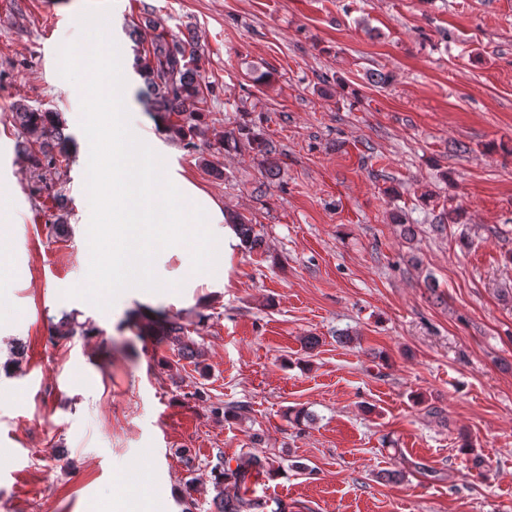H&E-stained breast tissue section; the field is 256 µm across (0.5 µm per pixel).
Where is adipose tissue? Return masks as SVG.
Returning a JSON list of instances; mask_svg holds the SVG:
<instances>
[{
    "label": "adipose tissue",
    "instance_id": "ef3b65f1",
    "mask_svg": "<svg viewBox=\"0 0 512 512\" xmlns=\"http://www.w3.org/2000/svg\"><path fill=\"white\" fill-rule=\"evenodd\" d=\"M132 104L128 93L116 100L111 163L89 166L88 194L111 199L112 224L108 236H96L86 247L99 271L84 287L87 300H117L132 287L144 302L159 292L176 296L226 287L241 248L234 224L222 204L157 150L153 132L130 128ZM191 255L202 256V263L186 267Z\"/></svg>",
    "mask_w": 512,
    "mask_h": 512
}]
</instances>
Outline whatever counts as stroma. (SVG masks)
<instances>
[{
    "instance_id": "stroma-1",
    "label": "stroma",
    "mask_w": 512,
    "mask_h": 512,
    "mask_svg": "<svg viewBox=\"0 0 512 512\" xmlns=\"http://www.w3.org/2000/svg\"><path fill=\"white\" fill-rule=\"evenodd\" d=\"M148 16L193 37L211 87L203 150L159 142L262 240L226 288L154 299L191 358L132 320L137 298L79 292L107 218L69 58L105 42L142 93L125 29ZM18 103L72 138L39 177ZM244 124L276 180L217 149ZM0 183V512H216L212 469L248 452L279 465L252 488L262 512H512V0H0ZM66 314L96 334L50 342Z\"/></svg>"
}]
</instances>
